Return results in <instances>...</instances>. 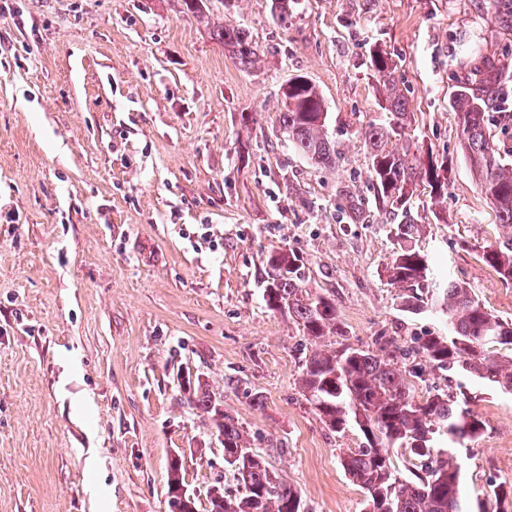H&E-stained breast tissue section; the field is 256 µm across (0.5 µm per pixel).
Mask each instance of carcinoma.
<instances>
[{
    "label": "carcinoma",
    "instance_id": "obj_1",
    "mask_svg": "<svg viewBox=\"0 0 512 512\" xmlns=\"http://www.w3.org/2000/svg\"><path fill=\"white\" fill-rule=\"evenodd\" d=\"M224 48L245 66L255 62L256 47L238 27L219 29ZM371 67L381 86L386 120L370 123L363 138L369 149L370 178L375 208L390 220L398 249L388 268L397 285L400 310L419 314L426 309L441 313L448 334L412 339L404 349L392 337L376 339L377 351L345 346L338 351L315 349L302 360L300 387L306 401L319 412L333 432L356 426L366 445L341 460L350 480L367 491L366 512H464L461 464L450 445L480 435L485 421L469 408L464 391H439L417 402L410 394L409 377L420 373L415 365L403 369L398 359H420L438 370H458L502 389H512V358L502 361L481 343V337L512 351V322L490 313L468 285L436 280L427 258L412 245L420 233L412 215L413 194L429 189L438 203L448 195V166L422 157L419 146L405 138L407 101L393 78L396 64L390 53L377 47ZM498 78L464 82L454 94L458 115L459 146L482 190L491 199L499 223L512 229V162L502 155L490 130ZM279 122L282 133L303 156L323 167L336 165L335 144L328 136L329 116L322 112L323 96L305 76L288 80L281 91ZM402 142L394 148L391 143ZM484 262L506 283H512V232L483 253ZM263 298L272 310L303 326L307 336L320 339L336 327V304L328 296L312 297L299 288L305 264L288 250L270 255ZM190 401L215 421L224 462L237 475L240 492L208 497V512H304L300 494L271 470L263 456L246 447L239 423L222 405L193 387ZM408 451L414 471L400 479L391 453ZM185 485L182 459L170 458L167 495Z\"/></svg>",
    "mask_w": 512,
    "mask_h": 512
}]
</instances>
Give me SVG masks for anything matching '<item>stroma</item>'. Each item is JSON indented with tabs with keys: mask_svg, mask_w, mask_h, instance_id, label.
Listing matches in <instances>:
<instances>
[{
	"mask_svg": "<svg viewBox=\"0 0 512 512\" xmlns=\"http://www.w3.org/2000/svg\"><path fill=\"white\" fill-rule=\"evenodd\" d=\"M0 0V512H168L167 464L182 457L199 512L213 485L237 493L211 417L183 376H202L247 447L305 512H365L340 460L365 443L336 433L299 386L322 344L442 334L400 311L397 248L373 202L362 131L383 120L368 66L397 63L406 137L448 159V196L412 204L435 275L469 285L512 322V283L483 253L505 237L459 148L452 95L483 59L512 108V11L501 0ZM250 31V68L212 37ZM303 74L322 93L341 154L324 168L280 130V88ZM364 212L350 220L347 196ZM305 263L303 290L336 301L321 341L269 310L271 253ZM466 386L484 432L457 446L466 512H499L512 486V391L424 365L415 400ZM94 468H87V459Z\"/></svg>",
	"mask_w": 512,
	"mask_h": 512,
	"instance_id": "stroma-1",
	"label": "stroma"
}]
</instances>
